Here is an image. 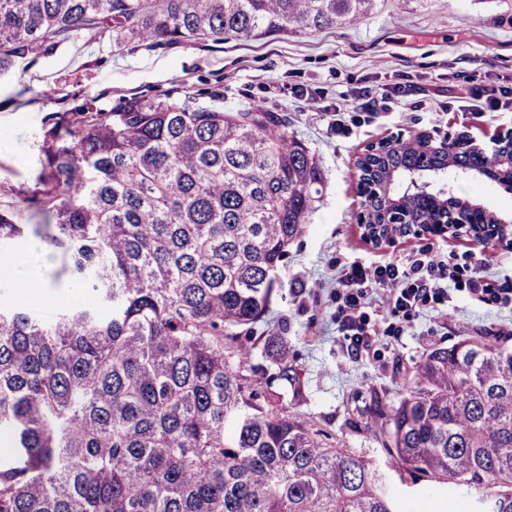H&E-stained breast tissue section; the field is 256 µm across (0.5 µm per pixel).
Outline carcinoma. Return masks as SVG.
<instances>
[{
	"mask_svg": "<svg viewBox=\"0 0 512 512\" xmlns=\"http://www.w3.org/2000/svg\"><path fill=\"white\" fill-rule=\"evenodd\" d=\"M381 0H0V73L83 31L112 39L261 40L360 24ZM34 198L66 244L84 295L50 320L0 307V512H406L393 475L447 487L448 512H512V348L486 336L430 349L379 413L386 460L336 448L288 412L251 401L248 355L227 343L265 316L322 177L274 112L224 109L168 89L111 109L87 98L45 129ZM426 134L395 140L359 180L364 212L390 206L379 172L416 171L428 224L448 175ZM40 235L0 211V245ZM294 379L288 337L265 338Z\"/></svg>",
	"mask_w": 512,
	"mask_h": 512,
	"instance_id": "obj_1",
	"label": "carcinoma"
}]
</instances>
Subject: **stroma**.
Here are the masks:
<instances>
[{"instance_id": "obj_1", "label": "stroma", "mask_w": 512, "mask_h": 512, "mask_svg": "<svg viewBox=\"0 0 512 512\" xmlns=\"http://www.w3.org/2000/svg\"><path fill=\"white\" fill-rule=\"evenodd\" d=\"M512 78V0H382L358 27L305 35H281L221 43L128 44L82 35L53 52L25 60L0 74V209L19 223L40 224L32 203L42 186L30 162L48 117L84 99L109 108L133 93L176 88L191 94L219 92L225 106H255L279 113L315 156L323 191L313 204L306 234L295 241L279 271L280 287L254 338H241L256 368L251 388L264 403L271 388L260 372L269 368L264 336L288 327L298 384L283 403L321 430L339 448L365 452L383 462L374 438L380 427L376 398L395 394L425 351L462 337L487 335L512 345V250L466 238L400 237L375 248L357 216L362 196L356 162L371 144L389 137L447 133L448 103L472 73ZM350 113L345 135L310 112L304 92ZM38 262L50 284L38 313L56 314L76 295L64 245L38 238ZM464 264L471 254L494 255L488 273L501 287L496 304L470 299L466 289L446 288L415 318L385 314L365 305L377 336L368 351L350 354L336 324V277L353 262L408 257L422 245Z\"/></svg>"}]
</instances>
